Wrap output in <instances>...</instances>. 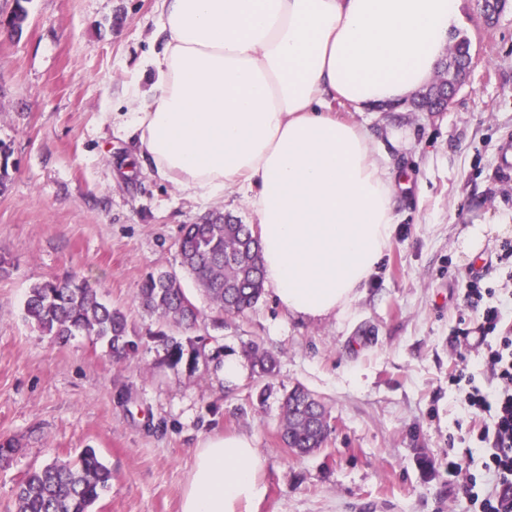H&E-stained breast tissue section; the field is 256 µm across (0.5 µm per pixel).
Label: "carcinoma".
Returning <instances> with one entry per match:
<instances>
[{"instance_id": "1", "label": "carcinoma", "mask_w": 512, "mask_h": 512, "mask_svg": "<svg viewBox=\"0 0 512 512\" xmlns=\"http://www.w3.org/2000/svg\"><path fill=\"white\" fill-rule=\"evenodd\" d=\"M15 0L11 28L19 31L28 17L25 3ZM470 44L464 37L455 41L448 67L461 70L469 57ZM445 83H433L419 91L413 105L419 111L445 107ZM182 269L195 281L210 303L206 314L188 295L174 272L157 271L145 276L139 288L142 306L157 316L158 331L151 336L164 352L162 362L169 367L197 369L208 359L203 336L183 332L209 322L221 328L224 316L241 315L264 297L260 243L247 224L207 220L185 224L179 238ZM24 319L41 333L62 344L78 334L93 336L106 344L118 360L135 355L141 338L132 331L124 312L106 302L86 279L72 275L62 281L45 280L28 288L23 303ZM254 374L271 377L276 358L253 344L246 351ZM324 404L306 387L295 385L282 403L280 441L300 456L324 447L329 431L324 425ZM112 481V470L93 448L83 449L72 460H54L30 469L17 483L14 512H94L101 493Z\"/></svg>"}]
</instances>
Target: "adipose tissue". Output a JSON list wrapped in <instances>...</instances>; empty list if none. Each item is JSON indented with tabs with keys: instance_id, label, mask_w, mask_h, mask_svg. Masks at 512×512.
<instances>
[{
	"instance_id": "ef3b65f1",
	"label": "adipose tissue",
	"mask_w": 512,
	"mask_h": 512,
	"mask_svg": "<svg viewBox=\"0 0 512 512\" xmlns=\"http://www.w3.org/2000/svg\"><path fill=\"white\" fill-rule=\"evenodd\" d=\"M157 12L120 128L190 197L246 194L265 281L289 315L343 311L396 231L398 171L331 105L363 112L431 84L460 0H157ZM262 469L247 435L207 438L180 512H253Z\"/></svg>"
}]
</instances>
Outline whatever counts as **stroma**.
I'll return each instance as SVG.
<instances>
[{
    "label": "stroma",
    "mask_w": 512,
    "mask_h": 512,
    "mask_svg": "<svg viewBox=\"0 0 512 512\" xmlns=\"http://www.w3.org/2000/svg\"><path fill=\"white\" fill-rule=\"evenodd\" d=\"M156 0H29L22 34L6 25L14 0H0V142L11 150L0 191V441L18 442L0 467V512L17 482L52 458L97 450L112 484L95 512H180L198 443L211 435L253 437L266 489L256 512H467L451 462L478 454L465 392L452 385L465 349L464 281L480 267L495 302L512 303V267L498 260L512 241V180L498 163L512 134V0L487 22L481 0H462L454 35L471 43L472 66L443 112L410 102L343 118L368 119L410 178L399 192L397 229L361 297L345 311L308 320L266 293L213 331L212 349L243 358L255 341L276 355L273 377L244 366L235 383L221 370L162 364L146 342L115 360L92 336L56 343L22 317L31 284L85 277L121 308L135 332L156 331L137 294L145 275L183 274L182 225L205 214L244 224L257 217L238 191L201 202L142 172L112 121L123 82L156 29ZM487 225L476 257L462 243ZM303 385L326 406L332 431L300 457L279 439L285 394Z\"/></svg>",
    "instance_id": "stroma-1"
}]
</instances>
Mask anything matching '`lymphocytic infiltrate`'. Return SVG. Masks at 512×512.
<instances>
[{
  "label": "lymphocytic infiltrate",
  "mask_w": 512,
  "mask_h": 512,
  "mask_svg": "<svg viewBox=\"0 0 512 512\" xmlns=\"http://www.w3.org/2000/svg\"><path fill=\"white\" fill-rule=\"evenodd\" d=\"M494 294L482 277L467 279L466 304L480 319L476 343L484 349L481 364L496 386L486 388L465 368L454 381L466 385L470 409L486 418L478 440L482 465L494 475L495 485L480 500L478 512H512V331L502 329L505 314L493 303Z\"/></svg>",
  "instance_id": "f902f5d3"
}]
</instances>
